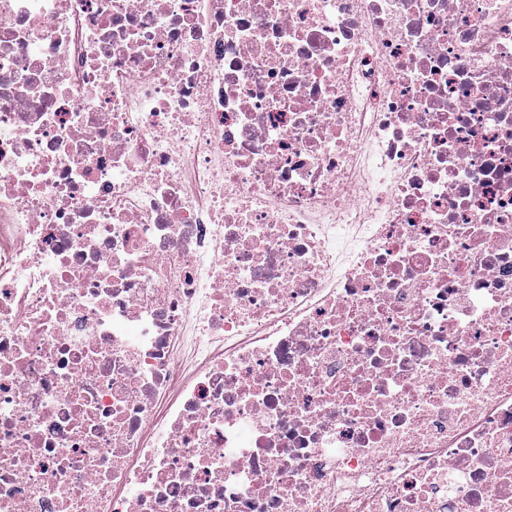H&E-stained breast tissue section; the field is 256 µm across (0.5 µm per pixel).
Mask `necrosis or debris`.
Returning <instances> with one entry per match:
<instances>
[{"instance_id":"1","label":"necrosis or debris","mask_w":512,"mask_h":512,"mask_svg":"<svg viewBox=\"0 0 512 512\" xmlns=\"http://www.w3.org/2000/svg\"><path fill=\"white\" fill-rule=\"evenodd\" d=\"M0 512H512V0H0Z\"/></svg>"}]
</instances>
